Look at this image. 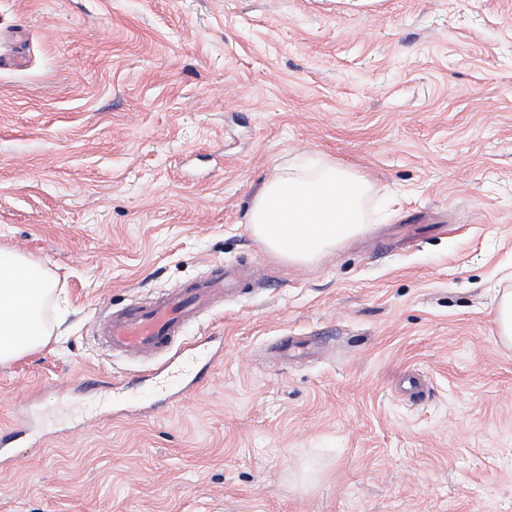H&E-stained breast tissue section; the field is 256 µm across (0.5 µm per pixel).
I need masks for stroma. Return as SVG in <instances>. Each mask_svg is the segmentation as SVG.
I'll return each mask as SVG.
<instances>
[{
  "label": "stroma",
  "instance_id": "obj_1",
  "mask_svg": "<svg viewBox=\"0 0 512 512\" xmlns=\"http://www.w3.org/2000/svg\"><path fill=\"white\" fill-rule=\"evenodd\" d=\"M15 53L0 247L64 324L0 366L32 420L0 512H512V0H0ZM315 158L369 178L368 229L287 264L246 215ZM219 261L249 275L186 340L222 357L161 404L97 317ZM497 322L500 336L504 340L512 341V293H505L497 308Z\"/></svg>",
  "mask_w": 512,
  "mask_h": 512
}]
</instances>
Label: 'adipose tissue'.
Returning <instances> with one entry per match:
<instances>
[{
    "label": "adipose tissue",
    "instance_id": "1",
    "mask_svg": "<svg viewBox=\"0 0 512 512\" xmlns=\"http://www.w3.org/2000/svg\"><path fill=\"white\" fill-rule=\"evenodd\" d=\"M371 189L357 172L325 159L309 167L285 164L254 196L246 222L266 250L307 263L365 231L364 201ZM55 288L43 263L0 248V364L48 342L52 329L44 307Z\"/></svg>",
    "mask_w": 512,
    "mask_h": 512
}]
</instances>
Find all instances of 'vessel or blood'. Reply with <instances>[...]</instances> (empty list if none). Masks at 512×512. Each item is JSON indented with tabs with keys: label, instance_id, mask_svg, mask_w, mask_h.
I'll use <instances>...</instances> for the list:
<instances>
[{
	"label": "vessel or blood",
	"instance_id": "b4317fda",
	"mask_svg": "<svg viewBox=\"0 0 512 512\" xmlns=\"http://www.w3.org/2000/svg\"><path fill=\"white\" fill-rule=\"evenodd\" d=\"M235 282V272L225 270L223 263L212 264L209 274L189 287L135 301L98 319V335L114 353L160 361L167 376L156 388L170 393L172 387L183 385L187 373L177 365L184 357L181 346L186 327L210 311L214 299L231 290Z\"/></svg>",
	"mask_w": 512,
	"mask_h": 512
}]
</instances>
